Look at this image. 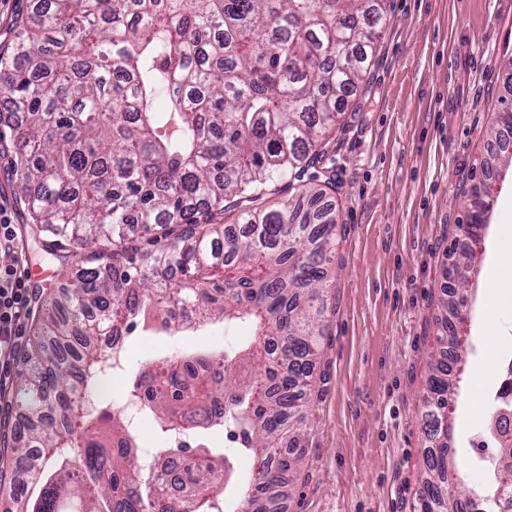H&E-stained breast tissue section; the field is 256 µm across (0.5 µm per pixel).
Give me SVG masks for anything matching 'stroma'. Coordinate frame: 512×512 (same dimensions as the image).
<instances>
[{"label": "stroma", "instance_id": "35a3bbf8", "mask_svg": "<svg viewBox=\"0 0 512 512\" xmlns=\"http://www.w3.org/2000/svg\"><path fill=\"white\" fill-rule=\"evenodd\" d=\"M389 24L367 79L336 133V260L321 357L313 369L312 433L285 512H414L430 440L421 399L449 310L448 248L466 211L455 199L461 174L487 176L490 228L468 296L463 329L472 352L460 373L476 407L453 406L457 468L486 486L473 466L475 434L490 410L494 337L512 336V301L500 321L481 316L489 283L512 272V169L498 166L487 137L512 98L503 65L512 57V0H387ZM9 140L0 141V198L12 213L30 277L51 265L30 248L29 216L15 199ZM246 329L211 324L191 336H128L123 367L179 351L223 352Z\"/></svg>", "mask_w": 512, "mask_h": 512}]
</instances>
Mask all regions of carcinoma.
<instances>
[{"mask_svg": "<svg viewBox=\"0 0 512 512\" xmlns=\"http://www.w3.org/2000/svg\"><path fill=\"white\" fill-rule=\"evenodd\" d=\"M386 19L387 0H32L0 65L13 115L0 139L12 142L28 235L64 286L35 290L7 396L27 429L0 463L36 461L40 490L11 486L6 512H270L292 495L336 257L326 161ZM450 253L459 295L477 252ZM218 321L250 325V340L165 359L132 382L111 375L112 338ZM442 343L421 414L432 446L418 512H486L448 447L464 341L450 327ZM109 375L160 434L199 440L196 453L177 449L182 496L160 495L163 449L146 453L120 412L101 409ZM502 412L512 403L489 412L486 462L512 504L498 479L512 470ZM217 429L235 447L203 440Z\"/></svg>", "mask_w": 512, "mask_h": 512, "instance_id": "1", "label": "carcinoma"}]
</instances>
